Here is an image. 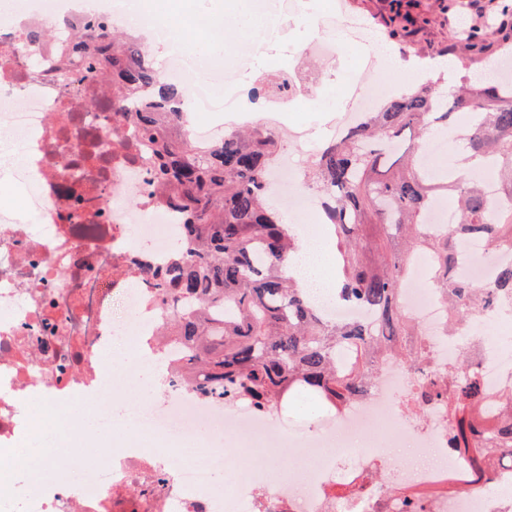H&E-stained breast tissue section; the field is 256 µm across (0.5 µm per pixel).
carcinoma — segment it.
Returning <instances> with one entry per match:
<instances>
[{
    "label": "carcinoma",
    "instance_id": "carcinoma-1",
    "mask_svg": "<svg viewBox=\"0 0 512 512\" xmlns=\"http://www.w3.org/2000/svg\"><path fill=\"white\" fill-rule=\"evenodd\" d=\"M488 48L477 28L466 33L460 53L479 56ZM64 53L63 79L93 69L112 72V108L151 145L152 178L164 201L184 213L170 263L147 272L165 293L192 304L169 318L166 336L181 351V376L201 379L203 393L249 397L271 410L285 395L304 392L341 411L362 394L383 350L416 335L398 298L419 251L429 258L430 278L455 321L512 297V264L490 288L452 273L462 237L512 247V82L488 86L464 76L446 95L432 88L405 90L311 160L306 181L322 196L325 221L336 235V300L374 314L372 324H338L288 275L295 239L282 213L267 203L265 189L277 135L255 128L226 134L218 143L195 141L183 126L184 91L160 78L142 49L110 28L83 30ZM459 112L466 115L459 129L466 160L497 170L504 200L497 212L470 172H436L418 151L400 154L403 131L446 133L449 118ZM448 190L458 223L430 232L426 212ZM373 225L380 234L369 239L365 232ZM341 345L351 356L338 367ZM426 395L446 398L457 447L487 467L497 453L487 442L512 448V392L501 397L497 427L483 429L487 394L468 360L448 375L447 390L433 385Z\"/></svg>",
    "mask_w": 512,
    "mask_h": 512
}]
</instances>
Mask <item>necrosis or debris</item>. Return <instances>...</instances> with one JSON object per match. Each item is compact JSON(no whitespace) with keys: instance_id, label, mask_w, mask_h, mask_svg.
Listing matches in <instances>:
<instances>
[{"instance_id":"necrosis-or-debris-1","label":"necrosis or debris","mask_w":512,"mask_h":512,"mask_svg":"<svg viewBox=\"0 0 512 512\" xmlns=\"http://www.w3.org/2000/svg\"><path fill=\"white\" fill-rule=\"evenodd\" d=\"M31 14L0 0V178L23 210L0 209V512H512V465L481 469L452 448L448 403L420 399L421 387L445 378L463 346L490 397L512 389V350L488 325L512 327V307L452 324L438 291L417 264L399 297L417 323L426 354L416 368L385 353L378 374L341 414L317 416L291 437L309 463L307 477L267 480L262 458L246 475L201 431L219 435L226 417L238 433L276 447L282 430L242 401L203 395L177 375V352L159 335L173 301L145 268L167 264L184 222L157 205L148 155L134 126L112 116V81L91 72L65 82L56 44L29 48L35 24L67 21L65 41L95 21L123 26L125 0H31ZM164 79L181 85L195 112L237 109L234 73L216 104L196 78L193 59L170 49ZM39 217L27 223L28 213ZM458 270L490 284L512 250L463 242ZM130 357L114 367V345ZM166 371L145 382L136 361ZM138 389L129 418L138 438L101 454L87 433L75 436L58 468L50 423L91 406L112 426L115 396ZM412 450L399 461L391 449ZM232 485L214 493L217 474Z\"/></svg>"}]
</instances>
